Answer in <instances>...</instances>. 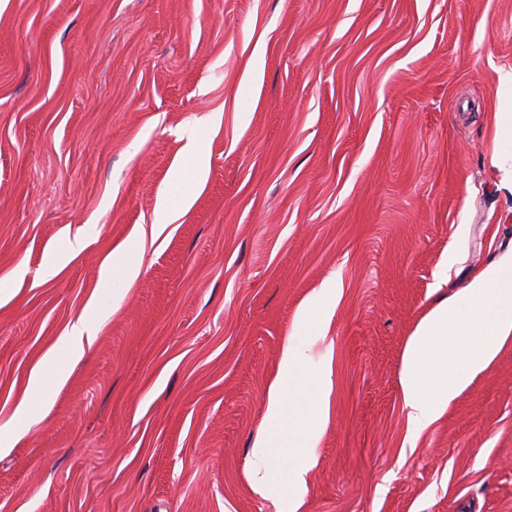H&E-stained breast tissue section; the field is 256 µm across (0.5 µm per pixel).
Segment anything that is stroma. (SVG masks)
Returning <instances> with one entry per match:
<instances>
[{
	"label": "stroma",
	"instance_id": "1",
	"mask_svg": "<svg viewBox=\"0 0 512 512\" xmlns=\"http://www.w3.org/2000/svg\"><path fill=\"white\" fill-rule=\"evenodd\" d=\"M509 68L512 0H0V426L189 133L209 168L0 454V512H288L252 449L331 280L302 512H512V340L420 433L401 389L420 318L512 251ZM341 286L336 281L326 284L320 295L306 301L299 310V321L307 335L325 337L327 323L341 294Z\"/></svg>",
	"mask_w": 512,
	"mask_h": 512
}]
</instances>
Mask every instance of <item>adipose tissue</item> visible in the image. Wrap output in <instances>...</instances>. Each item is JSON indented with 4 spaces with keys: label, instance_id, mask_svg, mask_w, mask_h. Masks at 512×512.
Returning <instances> with one entry per match:
<instances>
[{
    "label": "adipose tissue",
    "instance_id": "adipose-tissue-1",
    "mask_svg": "<svg viewBox=\"0 0 512 512\" xmlns=\"http://www.w3.org/2000/svg\"><path fill=\"white\" fill-rule=\"evenodd\" d=\"M185 160L175 167L174 198H162L152 231L175 222L191 208L195 189L208 177L195 138H188ZM341 294L337 283L324 286L320 295L299 310L300 326L321 338ZM122 295L105 292L59 338L68 360L80 359L96 339L102 322L117 308ZM512 339V255L503 256L477 273L465 293L439 299L419 320L410 336L401 379L402 399L411 432L423 431L438 420L448 405L482 372L486 371L504 343ZM303 345L287 343L279 373L266 392L265 421L277 428L288 445L280 471L266 469L273 449L258 443L253 457L258 467L253 482L266 492L276 481H286L294 512H301L307 493L304 451L317 447L324 433L331 382L328 372L313 377L305 372ZM63 372L47 375L33 368L29 375L31 398L19 403L12 425L0 428V453L8 452L25 432L35 413L33 396L45 394L49 383H62Z\"/></svg>",
    "mask_w": 512,
    "mask_h": 512
}]
</instances>
